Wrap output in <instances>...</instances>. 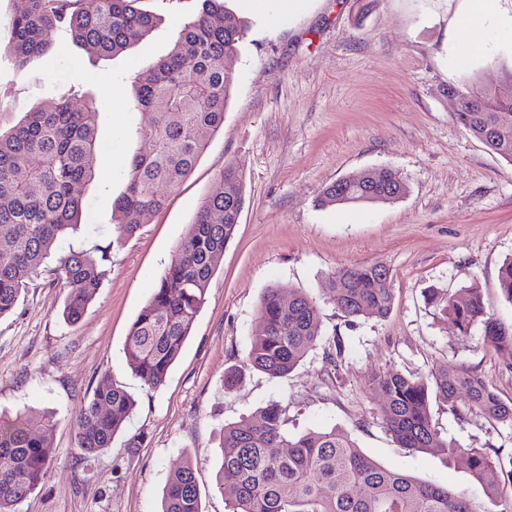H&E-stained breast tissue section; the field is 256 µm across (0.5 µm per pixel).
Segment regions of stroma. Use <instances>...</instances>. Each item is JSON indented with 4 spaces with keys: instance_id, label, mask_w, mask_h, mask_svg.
<instances>
[{
    "instance_id": "35a3bbf8",
    "label": "stroma",
    "mask_w": 512,
    "mask_h": 512,
    "mask_svg": "<svg viewBox=\"0 0 512 512\" xmlns=\"http://www.w3.org/2000/svg\"><path fill=\"white\" fill-rule=\"evenodd\" d=\"M247 32L234 61L236 83L216 133L193 173L169 193L165 209L132 238H120L112 203L125 189L134 130L149 114L128 109L131 75L165 55L197 0H144L159 20L146 38L100 58L57 32L55 45L19 74L5 52L13 0H0V129L83 85L99 106L105 144L96 175L81 185L82 227L59 242L106 251L105 277L82 319L66 323V294L46 270L0 318V411L55 415L56 461L21 512H161L171 469L196 467L203 512H226L216 486L220 434L269 402L288 407V431L337 427L378 463L466 492L481 512H498L461 462L412 453L386 432L376 373L428 375L448 367L477 374L506 400L512 371L481 327L459 335L430 301L477 285L488 309L512 327L498 269L512 258V162L460 125L447 92L469 76L496 83L512 67V38L485 30L483 54L464 65L455 20L462 0H304L299 12L265 0L248 12L226 0ZM242 173L245 202L206 300L164 385L151 390L128 368L130 326L193 223L199 202L226 164ZM391 168L408 188L394 203L321 207L320 190L368 168ZM382 263L394 303L387 318L347 322L328 303V277L354 264ZM300 289L321 307L324 342L287 377L243 369L266 289ZM339 339L335 363L326 342ZM239 382L225 386L230 372ZM137 401L110 448L83 460L75 416L102 376ZM445 438L489 457H512V426L486 418L466 398L456 411L431 407Z\"/></svg>"
}]
</instances>
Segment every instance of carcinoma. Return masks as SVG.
<instances>
[{
  "label": "carcinoma",
  "instance_id": "1",
  "mask_svg": "<svg viewBox=\"0 0 512 512\" xmlns=\"http://www.w3.org/2000/svg\"><path fill=\"white\" fill-rule=\"evenodd\" d=\"M11 40L6 47L24 70L53 44L55 32L99 57L115 56L140 43L156 15L140 0H14ZM246 27L224 0H201V7L179 32L167 55L148 62L131 80L129 108L153 115L135 129L137 147L129 157L125 190L112 215L120 235L131 237L166 206L161 192L178 188L193 172L210 139L224 127V112L235 84L232 61ZM452 90L480 102L475 112L455 113L474 138H488L499 115L512 111V69L500 87L473 80ZM98 108L91 101L72 109L54 100L7 132H0V316L16 305L21 291L37 278L58 242L80 226L78 187L90 181L103 152L97 135ZM486 146L512 161V125L498 129ZM394 189L368 170L331 184L321 203H391ZM244 204V179L232 164L224 167L214 190L200 202L153 294L132 323L124 344L127 366L145 386L157 389L190 336L205 303L209 282L233 239ZM106 252L95 257L71 249L57 257V273L68 288L62 315L78 322L96 297L104 277ZM502 298L512 304V259L497 275ZM327 299L348 321L383 319L394 301L388 269L357 264L329 277ZM441 314L462 336L480 325L484 340L512 369V329L489 313L481 290L471 285L454 295H433ZM321 309L301 290L283 294L269 288L262 296L258 324L245 366L271 378L288 376L316 346ZM383 398L386 430L411 452L438 450L462 461L472 479L499 512H512V461L504 463L443 438L430 415V400L455 407L460 394L487 418L512 426L506 402L476 374L443 368L427 378L389 370L373 377ZM136 401L104 376L76 416V441L86 460L111 447ZM52 416L19 410L0 416V512H18L43 482L54 461ZM219 488L229 512H479L465 492L387 468L366 456L342 430L331 427L288 433V407L272 401L242 423L224 426L220 440ZM162 512H202L196 468L186 459L165 487Z\"/></svg>",
  "mask_w": 512,
  "mask_h": 512
}]
</instances>
